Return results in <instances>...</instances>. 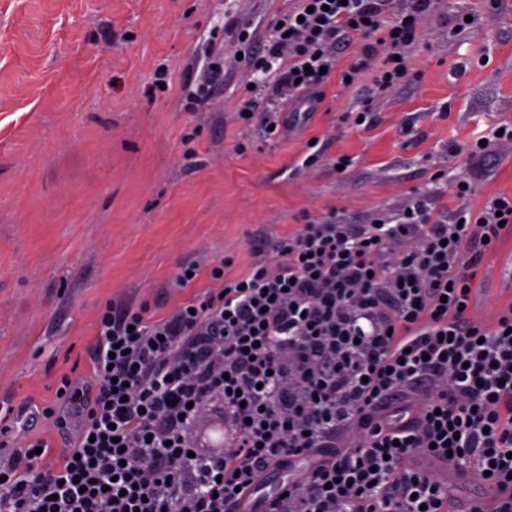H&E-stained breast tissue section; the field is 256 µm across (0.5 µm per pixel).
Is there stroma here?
<instances>
[{"instance_id": "stroma-1", "label": "stroma", "mask_w": 512, "mask_h": 512, "mask_svg": "<svg viewBox=\"0 0 512 512\" xmlns=\"http://www.w3.org/2000/svg\"><path fill=\"white\" fill-rule=\"evenodd\" d=\"M295 0H0V409L35 416L33 437L58 464L79 419L42 417L62 378H92L99 316L117 295L154 318L211 284L209 265L245 275L258 235L285 236L337 213L368 224L413 196L459 206L455 180L480 208L512 194V143L471 154L487 127L512 125V0H437L400 84L342 75L341 52L311 113L265 138L237 119L251 68L237 59L245 26L264 33ZM472 24L457 29L456 21ZM209 88L203 106L192 94ZM368 111L370 123L356 125ZM325 149L303 167L306 143ZM350 166L337 170L336 157ZM205 259L195 285L172 280ZM504 234L477 273L474 314L512 300Z\"/></svg>"}]
</instances>
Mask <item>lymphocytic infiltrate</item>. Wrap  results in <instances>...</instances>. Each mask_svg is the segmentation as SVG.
I'll return each mask as SVG.
<instances>
[{
    "instance_id": "f902f5d3",
    "label": "lymphocytic infiltrate",
    "mask_w": 512,
    "mask_h": 512,
    "mask_svg": "<svg viewBox=\"0 0 512 512\" xmlns=\"http://www.w3.org/2000/svg\"><path fill=\"white\" fill-rule=\"evenodd\" d=\"M434 3L297 0L250 62L239 119L286 130L280 102L319 98L356 37L347 77L380 52L375 84H399ZM507 227L512 195L450 221L419 196L372 224L307 219L161 318L113 298L92 388H60L81 412L60 464L0 425V512H455L449 469L495 488L485 512H512V305L471 311ZM217 402L224 438L203 450L192 428ZM283 459V496L259 497Z\"/></svg>"
}]
</instances>
